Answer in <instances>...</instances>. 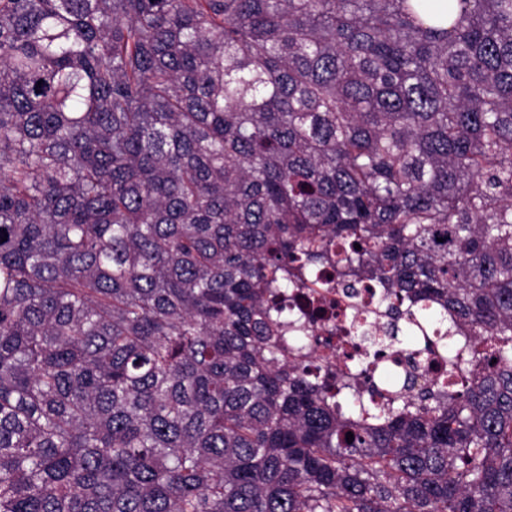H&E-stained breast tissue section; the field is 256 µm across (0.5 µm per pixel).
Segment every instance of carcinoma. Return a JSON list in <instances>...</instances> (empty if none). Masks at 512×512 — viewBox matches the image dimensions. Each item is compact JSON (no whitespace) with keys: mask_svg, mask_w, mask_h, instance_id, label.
Masks as SVG:
<instances>
[{"mask_svg":"<svg viewBox=\"0 0 512 512\" xmlns=\"http://www.w3.org/2000/svg\"><path fill=\"white\" fill-rule=\"evenodd\" d=\"M0 512H512V0H0ZM433 331H425L422 333L420 343L414 348H403L395 343L391 349L390 354L393 357H406L414 356L415 354H424L425 360L419 364L416 372L418 384H428L433 378L439 377L432 369L428 361L432 358L439 359L444 354L448 355L461 363H470V354L468 351V336H457L456 339L449 343L443 342L440 336H434ZM432 352H431V351Z\"/></svg>","mask_w":512,"mask_h":512,"instance_id":"cac0c4a2","label":"carcinoma"}]
</instances>
